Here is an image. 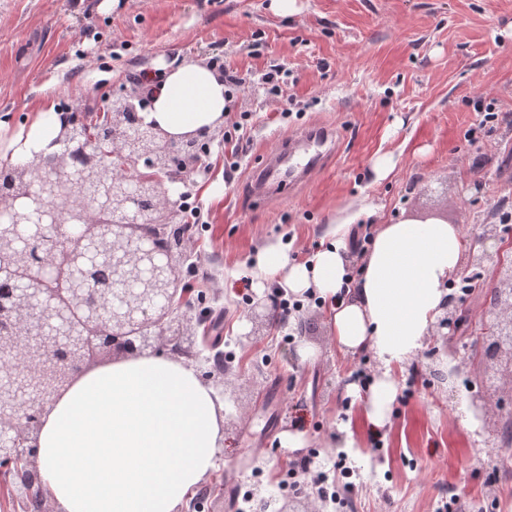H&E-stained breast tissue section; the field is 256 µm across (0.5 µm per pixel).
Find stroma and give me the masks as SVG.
<instances>
[{
    "label": "stroma",
    "instance_id": "obj_1",
    "mask_svg": "<svg viewBox=\"0 0 512 512\" xmlns=\"http://www.w3.org/2000/svg\"><path fill=\"white\" fill-rule=\"evenodd\" d=\"M271 0H0V119L10 133L44 105L82 116L130 86L135 72L173 60L251 73L230 104L249 113V137L216 129L196 193L202 291L222 316L224 447L204 483L202 512H512V447L485 446L512 421V377L492 375L471 347L431 337L398 372L392 425L373 434L363 416L378 367L369 351L342 353L322 303L305 300L285 323L253 326V260L288 244L303 264L327 231L348 221L353 276L377 225L437 219L460 225L465 257L481 226L512 200V0H298L291 16ZM285 65L282 87L304 114L282 118L261 73ZM493 104L485 121L479 104ZM325 125L338 152L305 186L248 199L262 153L308 125ZM396 160L383 180L381 155ZM493 269L464 308L472 336L495 320ZM317 350L305 360L301 347ZM289 432L303 445L283 442ZM353 447H341L343 433ZM309 460V471L299 464ZM345 460L351 476L337 470Z\"/></svg>",
    "mask_w": 512,
    "mask_h": 512
}]
</instances>
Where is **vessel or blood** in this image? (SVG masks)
Returning <instances> with one entry per match:
<instances>
[{
	"label": "vessel or blood",
	"instance_id": "vessel-or-blood-1",
	"mask_svg": "<svg viewBox=\"0 0 512 512\" xmlns=\"http://www.w3.org/2000/svg\"><path fill=\"white\" fill-rule=\"evenodd\" d=\"M332 138L331 129L309 126L290 135L279 148L264 152L263 163L252 180L254 194L260 196L281 184H294L305 175L315 174L328 157Z\"/></svg>",
	"mask_w": 512,
	"mask_h": 512
}]
</instances>
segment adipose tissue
Returning a JSON list of instances; mask_svg holds the SVG:
<instances>
[{
	"instance_id": "adipose-tissue-1",
	"label": "adipose tissue",
	"mask_w": 512,
	"mask_h": 512,
	"mask_svg": "<svg viewBox=\"0 0 512 512\" xmlns=\"http://www.w3.org/2000/svg\"><path fill=\"white\" fill-rule=\"evenodd\" d=\"M224 79L211 66H169L146 114L180 138L222 127ZM59 120L53 107L34 113L26 131L0 144V162L20 165L51 153ZM456 224L379 225L351 274L341 226L329 229L309 264H289L283 244L258 253L261 277H283L290 296L326 305L338 347L371 351L379 368L364 404L367 425L391 423L395 371L424 347L463 263ZM223 406L185 361L139 355L80 375L47 405L37 439L44 488L59 512H178L211 473L224 445Z\"/></svg>"
}]
</instances>
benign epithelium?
I'll use <instances>...</instances> for the list:
<instances>
[{
  "label": "benign epithelium",
  "mask_w": 512,
  "mask_h": 512,
  "mask_svg": "<svg viewBox=\"0 0 512 512\" xmlns=\"http://www.w3.org/2000/svg\"><path fill=\"white\" fill-rule=\"evenodd\" d=\"M140 99L137 86L112 95L107 125L94 136L85 122H64L56 140L53 164H25L14 170L24 193L0 192V224L26 225L31 238L41 244L37 258L16 248L10 257L0 251V280L15 282V298L0 301V463L26 473L15 482L18 498L36 496L40 512L51 498L42 486L35 451L40 419L30 410L46 404L49 396L62 395L76 377L99 363L104 355L121 358L157 354L166 348L190 355L196 327L202 317L182 311L189 291L182 270L191 257V244L168 242L170 225L180 216L175 193L164 182L179 183L177 167L194 161L191 148L206 131L179 139L162 134L156 125L138 118L132 124L126 112ZM75 139L88 141L86 165H99L103 147L112 155L113 168L123 177L112 186V196L76 193L82 172L69 183L56 180L55 172L68 166L69 146ZM93 202H88V198ZM499 239L497 227L483 225L488 243L476 257L478 266L498 270V319L490 333L496 337L500 364L512 367V268H503L500 254L490 242ZM112 248V293L87 302V294L70 287L72 271L87 256L89 245ZM460 308L447 300L435 328L442 336L457 334ZM218 397H223L224 368L205 372Z\"/></svg>",
  "instance_id": "benign-epithelium-1"
}]
</instances>
